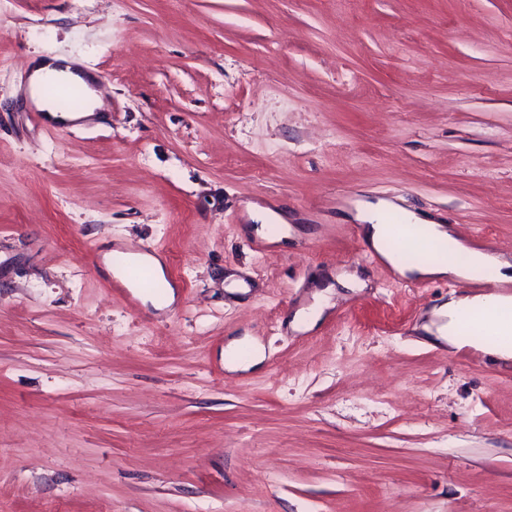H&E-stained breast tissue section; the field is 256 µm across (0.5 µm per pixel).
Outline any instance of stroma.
<instances>
[{
	"mask_svg": "<svg viewBox=\"0 0 512 512\" xmlns=\"http://www.w3.org/2000/svg\"><path fill=\"white\" fill-rule=\"evenodd\" d=\"M36 52L100 119H39ZM379 198L512 252V0H0V512H512V364L421 336L470 285L366 260ZM29 75V100L38 109L47 112L50 119L58 122H76L93 115L101 103L98 93L85 80L87 75L77 67L78 62L64 56H42L38 54L31 60ZM44 81H68L80 83L87 95L86 108L81 112H60L40 94ZM127 255L134 263H143L150 266L156 275L160 291L157 294L151 293L143 295V301L145 303L149 302L157 310H164L171 307L176 300L175 291L165 277L160 259L140 252L128 251ZM335 287L334 284L326 285L320 292L315 293V303L311 307L299 310L292 322L291 327L294 330H308L312 328L323 314L324 308L328 305V297L326 292H331ZM242 349L247 350L246 358L244 360L230 359L227 362L229 369H237L240 367L246 369L263 361L264 356L261 346L249 336H244L243 338L229 342L224 349V357L225 354L231 355Z\"/></svg>",
	"mask_w": 512,
	"mask_h": 512,
	"instance_id": "1",
	"label": "stroma"
}]
</instances>
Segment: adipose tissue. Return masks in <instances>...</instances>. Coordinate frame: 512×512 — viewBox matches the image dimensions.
<instances>
[{"instance_id": "1", "label": "adipose tissue", "mask_w": 512, "mask_h": 512, "mask_svg": "<svg viewBox=\"0 0 512 512\" xmlns=\"http://www.w3.org/2000/svg\"><path fill=\"white\" fill-rule=\"evenodd\" d=\"M46 81H68L84 84L85 74L76 60L64 56H34L29 75V100L38 109L47 112L50 119L58 122H76L92 116L100 106V99L93 88L86 87L87 104L80 112L58 111L42 97L40 86ZM395 202L385 199L357 202L353 218L361 223V232L367 243L379 253L392 268L403 277L418 279H461L480 282L494 278L496 282H512V257L487 251L465 250L464 263L453 261L425 263L414 266L404 264L399 255L387 246L389 229L384 224L386 214L397 211ZM477 317L496 316L508 332L512 333V296L502 293H466L451 296L448 302L434 308L427 323L421 329L431 344L455 351L470 348L482 354L493 355L500 360L512 361V341L486 340L481 333H463L461 322L464 315Z\"/></svg>"}]
</instances>
